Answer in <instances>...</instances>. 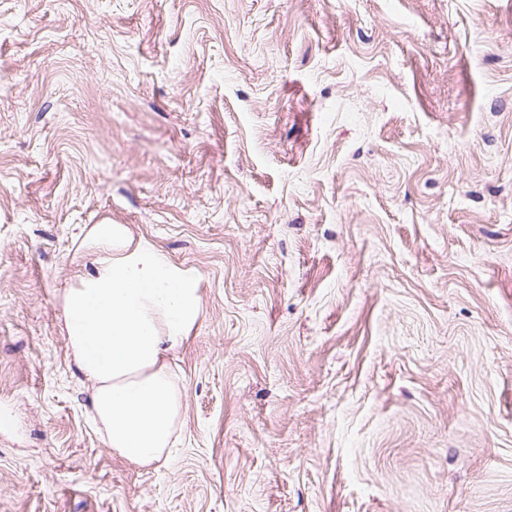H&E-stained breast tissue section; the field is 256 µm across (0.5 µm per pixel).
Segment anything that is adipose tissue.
<instances>
[{
	"mask_svg": "<svg viewBox=\"0 0 512 512\" xmlns=\"http://www.w3.org/2000/svg\"><path fill=\"white\" fill-rule=\"evenodd\" d=\"M100 257L63 296V329L109 448L137 466L160 460L174 434L180 395L165 358L197 322V277L126 228L88 234Z\"/></svg>",
	"mask_w": 512,
	"mask_h": 512,
	"instance_id": "ef3b65f1",
	"label": "adipose tissue"
}]
</instances>
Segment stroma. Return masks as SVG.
I'll list each match as a JSON object with an SVG mask.
<instances>
[{
  "label": "stroma",
  "mask_w": 512,
  "mask_h": 512,
  "mask_svg": "<svg viewBox=\"0 0 512 512\" xmlns=\"http://www.w3.org/2000/svg\"><path fill=\"white\" fill-rule=\"evenodd\" d=\"M98 224L199 280L147 467ZM1 416L0 512H512V0H0Z\"/></svg>",
  "instance_id": "1"
}]
</instances>
